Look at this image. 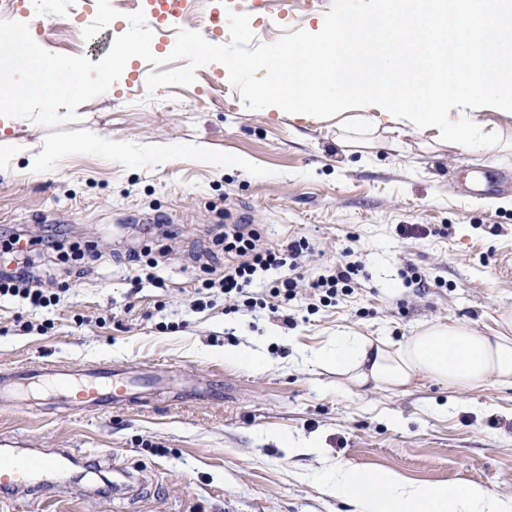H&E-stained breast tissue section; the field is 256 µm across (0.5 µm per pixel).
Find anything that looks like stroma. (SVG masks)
Masks as SVG:
<instances>
[{"instance_id":"obj_1","label":"stroma","mask_w":512,"mask_h":512,"mask_svg":"<svg viewBox=\"0 0 512 512\" xmlns=\"http://www.w3.org/2000/svg\"><path fill=\"white\" fill-rule=\"evenodd\" d=\"M223 2L242 10L189 0L153 54L166 58L182 29L229 42L208 23ZM149 3L113 0L117 18L77 44L96 15L87 0H0V13L46 50L96 63ZM337 3L264 0L255 40L315 27ZM153 69L132 58L71 123L0 117V233H21L34 277L61 293L45 309L0 299V372L109 362L161 383L144 403L103 410L39 392L0 406V451L71 454L69 491L0 494V512H353L319 480L339 461L512 497V387L453 403L429 379L394 394L344 390L308 361L339 331L398 342L437 319L501 329L512 310V151L383 129L355 146L335 118L291 121L219 63L150 101ZM241 217L266 246H314L302 289L352 250L363 265L353 292L327 307L302 292L275 310L229 312L220 297L195 309L196 289L233 262L216 240ZM60 230L63 249L43 251ZM229 347L256 350L264 367L225 359ZM311 438L322 456L279 445Z\"/></svg>"}]
</instances>
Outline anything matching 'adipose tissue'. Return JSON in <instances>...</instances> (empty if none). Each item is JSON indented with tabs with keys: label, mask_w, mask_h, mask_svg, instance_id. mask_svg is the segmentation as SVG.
Segmentation results:
<instances>
[{
	"label": "adipose tissue",
	"mask_w": 512,
	"mask_h": 512,
	"mask_svg": "<svg viewBox=\"0 0 512 512\" xmlns=\"http://www.w3.org/2000/svg\"><path fill=\"white\" fill-rule=\"evenodd\" d=\"M292 55L234 61L230 72L255 92L277 90L306 117L330 108L340 128L380 127L470 152L512 146V0H385L303 34ZM506 112L490 122L491 110ZM314 363L336 371L342 388L407 390L422 379L450 391L512 387V336L434 321L404 341L342 333ZM322 479L355 512H512V497L476 483L425 486L391 470L365 473L339 463Z\"/></svg>",
	"instance_id": "1"
}]
</instances>
